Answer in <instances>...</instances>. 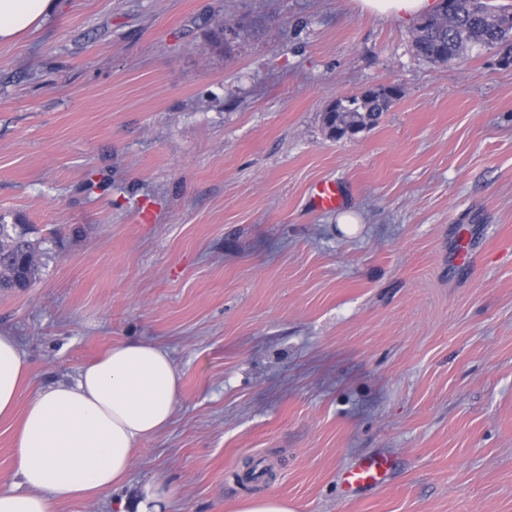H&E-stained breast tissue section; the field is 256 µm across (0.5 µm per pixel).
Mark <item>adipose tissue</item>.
<instances>
[{
	"mask_svg": "<svg viewBox=\"0 0 512 512\" xmlns=\"http://www.w3.org/2000/svg\"><path fill=\"white\" fill-rule=\"evenodd\" d=\"M59 0H0V44L41 27ZM29 363L15 336L0 332V417L16 406ZM181 376L169 352L140 341L113 346L72 381L29 399L15 439L20 490H0V512H54L58 504L121 488L144 441L169 423ZM117 512H177L165 478L144 484Z\"/></svg>",
	"mask_w": 512,
	"mask_h": 512,
	"instance_id": "adipose-tissue-1",
	"label": "adipose tissue"
}]
</instances>
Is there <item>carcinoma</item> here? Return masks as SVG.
<instances>
[{
	"mask_svg": "<svg viewBox=\"0 0 512 512\" xmlns=\"http://www.w3.org/2000/svg\"><path fill=\"white\" fill-rule=\"evenodd\" d=\"M512 45V8L489 0H453L433 15L422 18L412 31L417 56L440 65L456 62L477 49ZM397 99L394 87L383 86L361 95L337 99L325 109L324 124L330 137L341 139L377 124ZM39 241L27 224H5L0 219V289L23 290L40 267Z\"/></svg>",
	"mask_w": 512,
	"mask_h": 512,
	"instance_id": "1",
	"label": "carcinoma"
}]
</instances>
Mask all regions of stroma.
<instances>
[{
  "instance_id": "35a3bbf8",
  "label": "stroma",
  "mask_w": 512,
  "mask_h": 512,
  "mask_svg": "<svg viewBox=\"0 0 512 512\" xmlns=\"http://www.w3.org/2000/svg\"><path fill=\"white\" fill-rule=\"evenodd\" d=\"M413 28L360 0H62L0 45V218L45 252L0 293L20 402L128 340L182 375L120 496L512 512V65L427 62ZM389 85L330 137L328 104ZM377 454L389 484L346 496ZM394 89L397 96L394 94ZM396 86H383L361 95L345 96L325 109L324 124L330 137L341 139L349 132L358 133L377 124L383 112L399 97ZM312 201L316 209H331L341 203L342 195L336 183L323 181L315 185Z\"/></svg>"
}]
</instances>
